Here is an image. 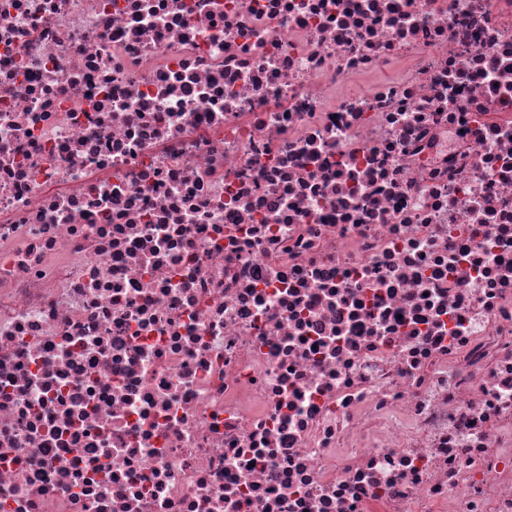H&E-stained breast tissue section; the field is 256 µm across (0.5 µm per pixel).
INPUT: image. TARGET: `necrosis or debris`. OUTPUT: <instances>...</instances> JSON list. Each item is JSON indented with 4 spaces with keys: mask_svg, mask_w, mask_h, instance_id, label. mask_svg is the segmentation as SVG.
I'll use <instances>...</instances> for the list:
<instances>
[{
    "mask_svg": "<svg viewBox=\"0 0 512 512\" xmlns=\"http://www.w3.org/2000/svg\"><path fill=\"white\" fill-rule=\"evenodd\" d=\"M0 512H512V0H0Z\"/></svg>",
    "mask_w": 512,
    "mask_h": 512,
    "instance_id": "obj_1",
    "label": "necrosis or debris"
}]
</instances>
